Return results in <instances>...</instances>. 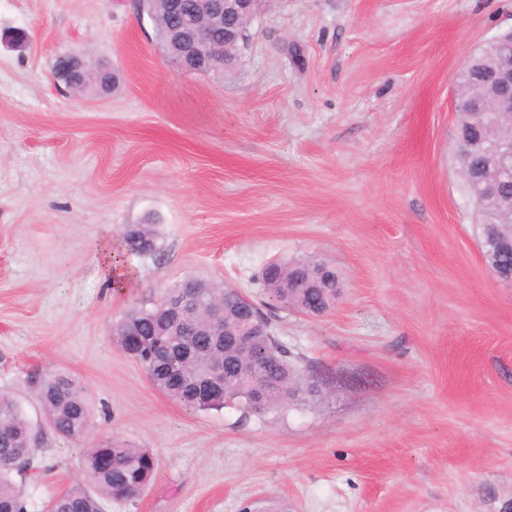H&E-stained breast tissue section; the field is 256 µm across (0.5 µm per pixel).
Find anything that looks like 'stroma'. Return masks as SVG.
Listing matches in <instances>:
<instances>
[{"label": "stroma", "instance_id": "1", "mask_svg": "<svg viewBox=\"0 0 512 512\" xmlns=\"http://www.w3.org/2000/svg\"><path fill=\"white\" fill-rule=\"evenodd\" d=\"M512 29V0H272L230 72H189L137 0H0V393L37 438L29 512L86 486L85 448L151 449L152 484L105 512H512V284L485 262L454 165V81ZM24 40H16V33ZM108 65L105 97L54 75ZM155 224L164 256L101 244ZM318 255L325 314L268 309L325 398L279 415L157 391L112 330L196 278L262 300L271 259ZM78 378L93 419L48 427L30 379Z\"/></svg>", "mask_w": 512, "mask_h": 512}]
</instances>
